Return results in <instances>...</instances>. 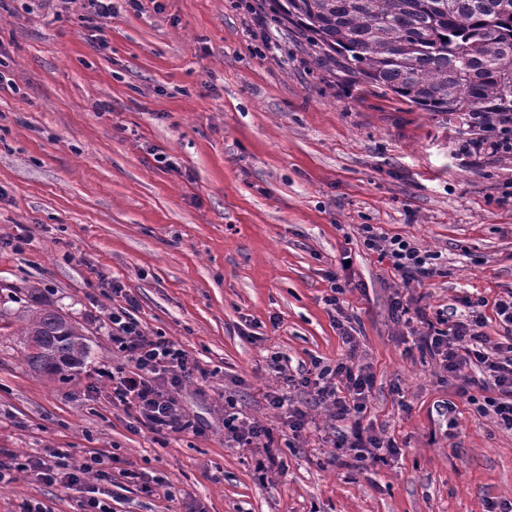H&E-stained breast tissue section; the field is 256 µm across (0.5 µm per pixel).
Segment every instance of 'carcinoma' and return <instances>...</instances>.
I'll use <instances>...</instances> for the list:
<instances>
[{
	"mask_svg": "<svg viewBox=\"0 0 512 512\" xmlns=\"http://www.w3.org/2000/svg\"><path fill=\"white\" fill-rule=\"evenodd\" d=\"M282 19L308 31L356 80L425 112L512 113V0H270ZM0 333L18 336L30 370L73 376L88 346L83 330L40 302Z\"/></svg>",
	"mask_w": 512,
	"mask_h": 512,
	"instance_id": "cac0c4a2",
	"label": "carcinoma"
}]
</instances>
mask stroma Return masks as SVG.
<instances>
[{
    "label": "stroma",
    "mask_w": 512,
    "mask_h": 512,
    "mask_svg": "<svg viewBox=\"0 0 512 512\" xmlns=\"http://www.w3.org/2000/svg\"><path fill=\"white\" fill-rule=\"evenodd\" d=\"M94 37L82 0H0V309L32 297L85 330L90 357L67 380L32 373L0 336V449L25 461L111 457L112 479L67 488L30 471L0 482V512L39 501L80 512H485L512 504V430L478 412L419 350L418 321L390 315L404 290L429 315L512 290V156L461 151L459 123L318 65L323 51L267 0H112ZM106 47H99V39ZM109 102L97 112L94 102ZM440 254L403 287L364 225ZM346 289L324 304L328 273ZM134 297L149 336L208 370L176 396L195 431L160 436L112 402L102 367L112 310ZM374 384L362 418L397 449L388 464H336L345 430L330 403L291 383L348 346ZM280 355L285 374L267 365ZM307 411L300 434L267 393ZM237 415L272 430L284 469L258 480L224 442ZM172 498L142 492V480Z\"/></svg>",
    "instance_id": "obj_1"
}]
</instances>
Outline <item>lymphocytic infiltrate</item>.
<instances>
[{"label":"lymphocytic infiltrate","mask_w":512,"mask_h":512,"mask_svg":"<svg viewBox=\"0 0 512 512\" xmlns=\"http://www.w3.org/2000/svg\"><path fill=\"white\" fill-rule=\"evenodd\" d=\"M463 123L473 132L461 146L463 153L475 157L512 155V114L477 112L464 118ZM364 244L391 257L403 284L431 278L437 272L434 254L421 250L401 235L371 231ZM484 305L481 298L463 299L460 320L445 331L430 328L421 334L419 346L434 357L442 370L461 377L460 394H468L472 389L485 391L481 411L493 413L500 425L512 429V290L494 302L495 314L509 334L507 341L492 344L484 336ZM110 321L112 346L131 364L127 370L102 369V377L112 383L113 400L135 407L138 423L152 432L180 433L192 429L193 424L181 410L175 393L185 376L196 373L204 379L207 371L190 363L183 350L167 338L146 336L127 308L114 311ZM373 382V375L364 367L347 361L330 366L317 360L312 361L299 380L300 385L312 388L321 400L331 404L336 419L353 422L350 431L335 445L337 458L381 462L396 453L393 445L381 441L360 422ZM224 428L234 447L259 449L260 456L255 460L258 475L282 467L269 430L232 415L225 419ZM28 466L44 479L58 480L68 487L78 484L86 475L101 481L110 477L98 456L74 468L65 454L58 452L29 460Z\"/></svg>","instance_id":"1"}]
</instances>
